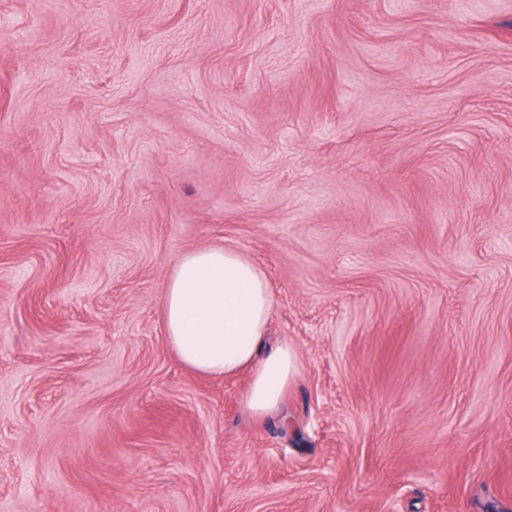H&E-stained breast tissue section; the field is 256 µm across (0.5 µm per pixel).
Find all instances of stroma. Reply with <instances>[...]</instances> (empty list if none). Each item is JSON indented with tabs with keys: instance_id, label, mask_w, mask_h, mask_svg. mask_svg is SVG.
<instances>
[{
	"instance_id": "stroma-1",
	"label": "stroma",
	"mask_w": 512,
	"mask_h": 512,
	"mask_svg": "<svg viewBox=\"0 0 512 512\" xmlns=\"http://www.w3.org/2000/svg\"><path fill=\"white\" fill-rule=\"evenodd\" d=\"M214 245L266 415L164 333ZM0 512H512V0H0ZM272 294L259 267L232 247L184 253L163 294L164 330L180 360L203 373L230 377L252 369L248 409L279 405L295 368L288 345L266 346Z\"/></svg>"
}]
</instances>
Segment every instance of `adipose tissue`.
I'll use <instances>...</instances> for the list:
<instances>
[{"instance_id":"ef3b65f1","label":"adipose tissue","mask_w":512,"mask_h":512,"mask_svg":"<svg viewBox=\"0 0 512 512\" xmlns=\"http://www.w3.org/2000/svg\"><path fill=\"white\" fill-rule=\"evenodd\" d=\"M272 294L259 267L232 247L184 253L163 294L164 330L180 360L211 375L253 372L247 406L277 408L295 368L292 349L266 345Z\"/></svg>"}]
</instances>
